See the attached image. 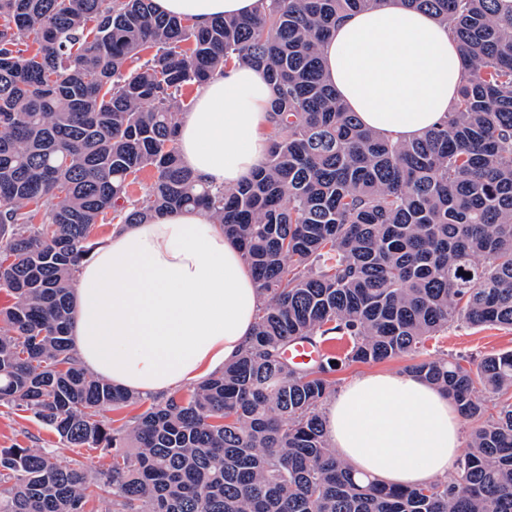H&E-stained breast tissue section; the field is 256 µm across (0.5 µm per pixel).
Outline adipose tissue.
<instances>
[{"mask_svg": "<svg viewBox=\"0 0 512 512\" xmlns=\"http://www.w3.org/2000/svg\"><path fill=\"white\" fill-rule=\"evenodd\" d=\"M153 4L199 26L259 8V0ZM319 52L340 101L394 142L445 120L467 69L447 25L403 0L345 18ZM273 97L261 68L232 66L207 82L178 124L183 165L212 186L247 181L268 152ZM72 300L71 344L84 367L142 396L222 371L249 346L262 302L238 243L195 209L121 225L80 267ZM322 415L329 443L356 475L411 486L455 472L462 415L412 374L357 377Z\"/></svg>", "mask_w": 512, "mask_h": 512, "instance_id": "ef3b65f1", "label": "adipose tissue"}]
</instances>
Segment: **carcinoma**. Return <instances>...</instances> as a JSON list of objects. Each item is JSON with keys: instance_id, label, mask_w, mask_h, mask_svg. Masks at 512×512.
<instances>
[{"instance_id": "cac0c4a2", "label": "carcinoma", "mask_w": 512, "mask_h": 512, "mask_svg": "<svg viewBox=\"0 0 512 512\" xmlns=\"http://www.w3.org/2000/svg\"><path fill=\"white\" fill-rule=\"evenodd\" d=\"M375 2L269 0L199 28L152 0H0V402L69 448L112 451L97 475L0 448V512H93L104 493L117 512H512V351L406 367L475 423L449 479L358 478L325 435L342 366L417 353L459 321L512 328V0H404L470 62L448 119L406 143L347 111L320 62L336 22ZM232 64L268 71L270 149L249 181L213 189L182 166L176 128L184 91ZM188 207L240 241L263 297L254 334L223 371L114 427L101 411L136 396L73 353L75 272L107 216ZM330 334L343 355L288 360Z\"/></svg>"}]
</instances>
